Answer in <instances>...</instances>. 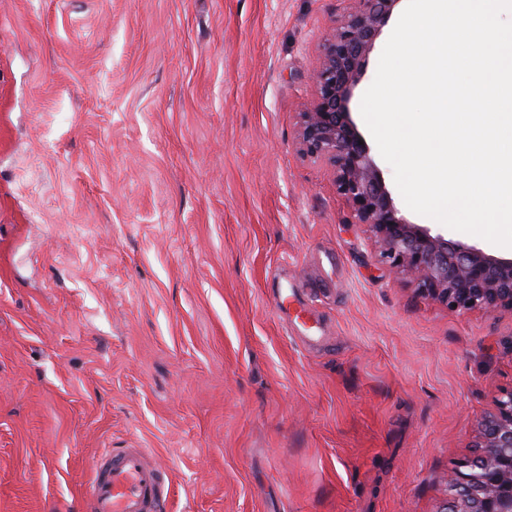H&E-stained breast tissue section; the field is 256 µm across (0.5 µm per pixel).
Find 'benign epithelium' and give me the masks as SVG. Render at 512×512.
<instances>
[{
	"label": "benign epithelium",
	"mask_w": 512,
	"mask_h": 512,
	"mask_svg": "<svg viewBox=\"0 0 512 512\" xmlns=\"http://www.w3.org/2000/svg\"><path fill=\"white\" fill-rule=\"evenodd\" d=\"M351 2L334 20L312 71L315 95L299 112L300 150L327 166L336 192L352 208V223L368 228L388 271L406 275L419 294L450 308L512 311V257L411 222L386 186L351 104L401 0ZM472 448V456L444 477L447 494L436 512H512V389L478 423Z\"/></svg>",
	"instance_id": "7a95c632"
}]
</instances>
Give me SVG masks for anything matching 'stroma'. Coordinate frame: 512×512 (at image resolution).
Here are the masks:
<instances>
[{
	"label": "stroma",
	"instance_id": "35a3bbf8",
	"mask_svg": "<svg viewBox=\"0 0 512 512\" xmlns=\"http://www.w3.org/2000/svg\"><path fill=\"white\" fill-rule=\"evenodd\" d=\"M350 6L0 0V512H87L113 448L166 512H435L512 311L390 274L300 153Z\"/></svg>",
	"mask_w": 512,
	"mask_h": 512
}]
</instances>
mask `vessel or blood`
Returning a JSON list of instances; mask_svg holds the SVG:
<instances>
[{
  "label": "vessel or blood",
  "instance_id": "b4317fda",
  "mask_svg": "<svg viewBox=\"0 0 512 512\" xmlns=\"http://www.w3.org/2000/svg\"><path fill=\"white\" fill-rule=\"evenodd\" d=\"M93 470L84 491L88 512H162V472L148 464L142 449L102 454Z\"/></svg>",
  "mask_w": 512,
  "mask_h": 512
}]
</instances>
